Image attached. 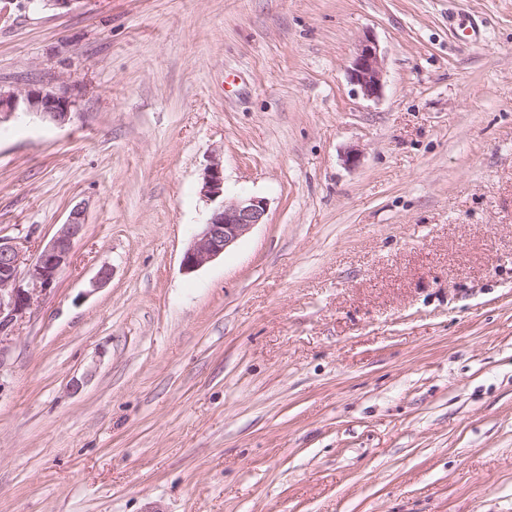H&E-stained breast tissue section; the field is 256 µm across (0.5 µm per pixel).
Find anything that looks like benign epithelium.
I'll use <instances>...</instances> for the list:
<instances>
[{
  "instance_id": "1",
  "label": "benign epithelium",
  "mask_w": 512,
  "mask_h": 512,
  "mask_svg": "<svg viewBox=\"0 0 512 512\" xmlns=\"http://www.w3.org/2000/svg\"><path fill=\"white\" fill-rule=\"evenodd\" d=\"M382 75L378 44L371 38L361 41L349 68L351 82L364 98L374 100L382 92ZM71 108L72 101L63 92L40 88L0 90V124L33 114L62 126L71 120ZM200 195L214 207L182 255L181 268L186 273L219 258L256 225L265 223L267 216L263 198L225 200L224 168L216 158L204 170ZM84 227V210L76 206L48 244L29 258L16 239L0 237V357L5 352L4 342L30 315L38 298L55 290Z\"/></svg>"
}]
</instances>
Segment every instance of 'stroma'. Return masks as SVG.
Instances as JSON below:
<instances>
[{"label": "stroma", "instance_id": "obj_1", "mask_svg": "<svg viewBox=\"0 0 512 512\" xmlns=\"http://www.w3.org/2000/svg\"><path fill=\"white\" fill-rule=\"evenodd\" d=\"M30 87L74 118L0 126V236L86 225L0 356V512H512V0H0ZM216 158L268 214L187 274ZM382 59L378 44L372 38L362 40L356 50L349 77L359 87L364 98L374 100L382 92Z\"/></svg>", "mask_w": 512, "mask_h": 512}]
</instances>
